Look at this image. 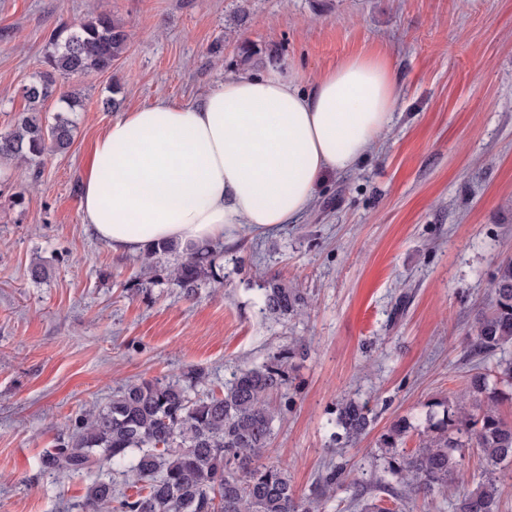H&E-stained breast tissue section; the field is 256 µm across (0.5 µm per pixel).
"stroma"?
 <instances>
[{
	"instance_id": "obj_1",
	"label": "stroma",
	"mask_w": 512,
	"mask_h": 512,
	"mask_svg": "<svg viewBox=\"0 0 512 512\" xmlns=\"http://www.w3.org/2000/svg\"><path fill=\"white\" fill-rule=\"evenodd\" d=\"M117 16L132 39L112 70L60 81L81 105L73 142L40 178L16 164L0 181V512H80L89 476L44 472L83 403L105 405L128 382L204 369L199 393H222L240 366L304 340L266 463L288 461L311 495L327 464L346 477L323 512L395 503L376 485V443L393 421L423 422L456 397L472 363L467 333L487 310L498 264L512 257V0H0V134L27 103L47 34ZM262 53L249 64L241 41ZM362 53L388 55L396 106L382 143L357 169L328 176L282 230L225 244L218 283L185 296L163 258L142 285L140 261L95 239L79 197L95 139L117 112L165 96L195 102L224 76L269 66L306 75ZM118 111H104L112 83ZM45 269L32 278V265ZM300 288L305 314L260 311L259 280ZM367 402L360 440H332L336 403ZM483 464L465 453L445 492L408 512H453Z\"/></svg>"
}]
</instances>
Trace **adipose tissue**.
I'll list each match as a JSON object with an SVG mask.
<instances>
[{
  "instance_id": "ef3b65f1",
  "label": "adipose tissue",
  "mask_w": 512,
  "mask_h": 512,
  "mask_svg": "<svg viewBox=\"0 0 512 512\" xmlns=\"http://www.w3.org/2000/svg\"><path fill=\"white\" fill-rule=\"evenodd\" d=\"M395 102L392 63L374 54L310 80L271 66L226 76L197 102L155 99L95 140L83 221L128 256L280 230L310 209L326 174L362 164Z\"/></svg>"
}]
</instances>
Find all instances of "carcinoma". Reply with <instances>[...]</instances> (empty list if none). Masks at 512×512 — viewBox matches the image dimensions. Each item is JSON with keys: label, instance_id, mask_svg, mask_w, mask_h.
Instances as JSON below:
<instances>
[{"label": "carcinoma", "instance_id": "cac0c4a2", "mask_svg": "<svg viewBox=\"0 0 512 512\" xmlns=\"http://www.w3.org/2000/svg\"><path fill=\"white\" fill-rule=\"evenodd\" d=\"M130 39L129 25L106 14L55 27L47 37L43 69L23 89L25 113L0 135V160L19 161L38 178L45 155L68 149L72 141L68 113L79 104L77 97H60L65 108L52 124L38 115L58 81L110 70ZM175 250L167 244L148 251L143 271H152L160 256ZM219 254L212 243L192 247L170 267L168 279L191 296L215 276ZM258 289L266 318L295 317L308 306L300 289L274 277L261 281ZM490 291L489 312L470 328L469 355L476 364L467 378L465 403H448L440 417L426 415L413 454L400 451L409 420H397L380 436L379 488L401 510L415 496L446 491L448 481L460 473L465 451L476 448L485 462L482 481L457 499L455 512H499L504 494L499 474L512 467V425L500 415L497 384H512V359H500L494 375L480 361L512 345V259L499 265ZM294 352L290 347L238 369L219 397L195 392L206 379L201 370L178 380L131 381L105 406L83 405L67 438L46 451L43 467L57 476L94 475L81 512H319L334 497L341 472L328 468L313 496L299 497L288 463L260 462L280 414L274 401L288 395V359ZM370 423L367 403L340 400L334 425L346 438L359 439ZM119 477L135 489L134 495L118 489Z\"/></svg>", "mask_w": 512, "mask_h": 512}]
</instances>
